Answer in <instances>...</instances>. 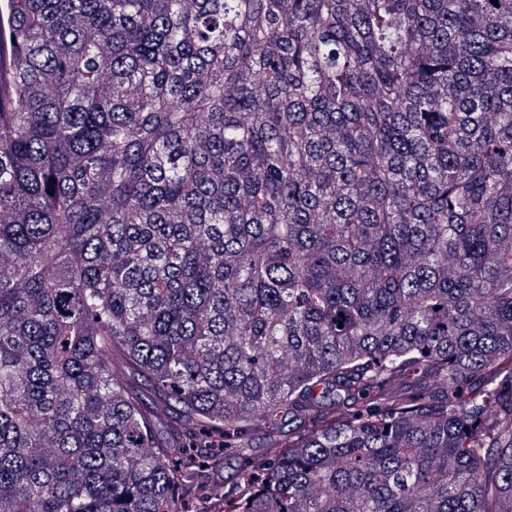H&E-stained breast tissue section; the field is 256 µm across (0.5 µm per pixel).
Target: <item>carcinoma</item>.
I'll list each match as a JSON object with an SVG mask.
<instances>
[{"mask_svg": "<svg viewBox=\"0 0 512 512\" xmlns=\"http://www.w3.org/2000/svg\"><path fill=\"white\" fill-rule=\"evenodd\" d=\"M2 37L0 512H512V0Z\"/></svg>", "mask_w": 512, "mask_h": 512, "instance_id": "cac0c4a2", "label": "carcinoma"}]
</instances>
